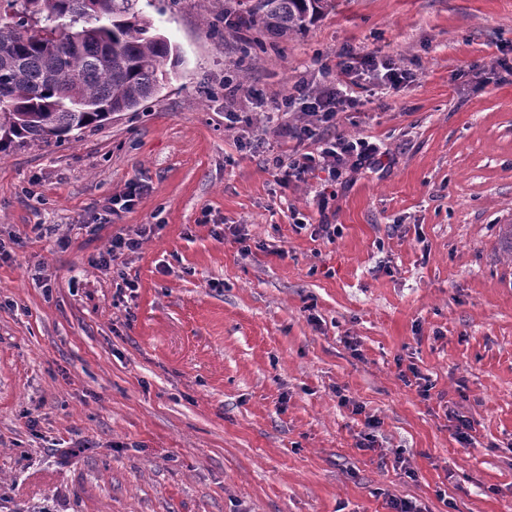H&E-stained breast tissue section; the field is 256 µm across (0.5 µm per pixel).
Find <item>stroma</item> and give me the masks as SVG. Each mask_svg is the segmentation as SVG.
Returning <instances> with one entry per match:
<instances>
[{
    "mask_svg": "<svg viewBox=\"0 0 512 512\" xmlns=\"http://www.w3.org/2000/svg\"><path fill=\"white\" fill-rule=\"evenodd\" d=\"M255 2L152 0L159 99L0 155V512H512V0H333L286 39ZM346 48L413 80L316 125L386 152L322 213L273 105ZM141 238H131L122 235L112 236L110 247L107 252L100 256L99 263L102 267L109 268L110 262L114 261L118 254L125 251L134 252L141 247Z\"/></svg>",
    "mask_w": 512,
    "mask_h": 512,
    "instance_id": "stroma-1",
    "label": "stroma"
}]
</instances>
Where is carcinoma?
Instances as JSON below:
<instances>
[{
    "mask_svg": "<svg viewBox=\"0 0 512 512\" xmlns=\"http://www.w3.org/2000/svg\"><path fill=\"white\" fill-rule=\"evenodd\" d=\"M140 0H0V153L49 145L159 96L177 48ZM329 0H257L275 35L306 32Z\"/></svg>",
    "mask_w": 512,
    "mask_h": 512,
    "instance_id": "obj_1",
    "label": "carcinoma"
}]
</instances>
